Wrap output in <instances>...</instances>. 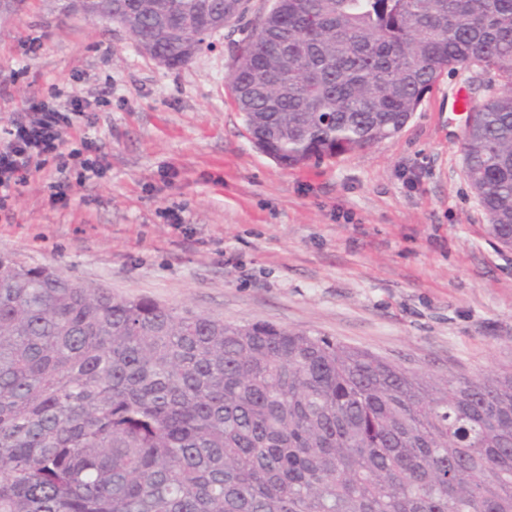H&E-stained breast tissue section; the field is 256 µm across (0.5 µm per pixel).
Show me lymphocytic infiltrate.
Returning a JSON list of instances; mask_svg holds the SVG:
<instances>
[{
  "label": "lymphocytic infiltrate",
  "mask_w": 512,
  "mask_h": 512,
  "mask_svg": "<svg viewBox=\"0 0 512 512\" xmlns=\"http://www.w3.org/2000/svg\"><path fill=\"white\" fill-rule=\"evenodd\" d=\"M111 87H103L90 96L68 95L65 102L44 98L29 99L14 113L0 131V212H9L22 188L35 172L54 165L61 180L53 186V201L66 200L73 182H85L99 176L107 165L87 133H76L74 120L91 117L99 103L109 96ZM78 134L81 146L68 148V138Z\"/></svg>",
  "instance_id": "obj_1"
}]
</instances>
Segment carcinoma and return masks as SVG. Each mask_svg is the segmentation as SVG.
Masks as SVG:
<instances>
[{
	"label": "carcinoma",
	"instance_id": "cac0c4a2",
	"mask_svg": "<svg viewBox=\"0 0 512 512\" xmlns=\"http://www.w3.org/2000/svg\"><path fill=\"white\" fill-rule=\"evenodd\" d=\"M109 0L153 60L182 13ZM487 93L463 138L488 233L512 249V0H273L228 76L284 166L386 141L445 71ZM0 512H512V369L438 377L327 336L235 324L0 255Z\"/></svg>",
	"mask_w": 512,
	"mask_h": 512
}]
</instances>
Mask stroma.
<instances>
[{"instance_id":"obj_1","label":"stroma","mask_w":512,"mask_h":512,"mask_svg":"<svg viewBox=\"0 0 512 512\" xmlns=\"http://www.w3.org/2000/svg\"><path fill=\"white\" fill-rule=\"evenodd\" d=\"M269 6L248 0L178 69L116 24L65 15L64 0L0 8V126L30 98L112 88L88 130L108 169L64 207L50 198L54 168L36 173L0 214V255L116 296L319 333L412 371L512 369V250L488 235L461 153L463 104L482 101L483 76L444 72L393 138L285 168L250 140L227 86Z\"/></svg>"}]
</instances>
